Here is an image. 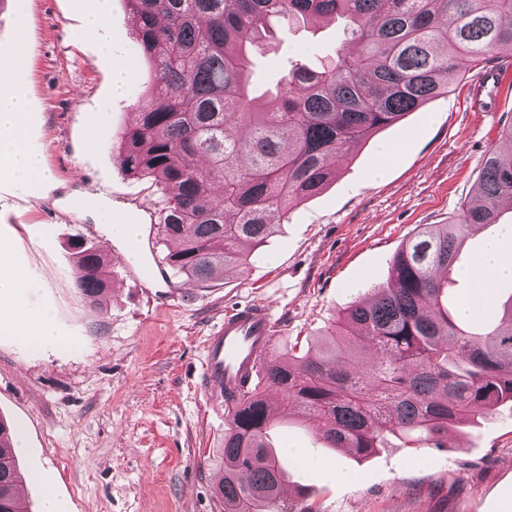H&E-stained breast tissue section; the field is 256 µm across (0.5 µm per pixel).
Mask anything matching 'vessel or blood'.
I'll use <instances>...</instances> for the list:
<instances>
[{
  "mask_svg": "<svg viewBox=\"0 0 512 512\" xmlns=\"http://www.w3.org/2000/svg\"><path fill=\"white\" fill-rule=\"evenodd\" d=\"M136 253L137 262L127 265L126 272L137 284L164 276L163 266L147 253L145 243H137ZM275 334V323L267 306L249 303L226 312L222 325L204 342L206 357L201 386L218 391L225 403H232L257 378Z\"/></svg>",
  "mask_w": 512,
  "mask_h": 512,
  "instance_id": "1",
  "label": "vessel or blood"
}]
</instances>
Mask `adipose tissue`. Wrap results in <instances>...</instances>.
I'll return each instance as SVG.
<instances>
[{
    "instance_id": "ef3b65f1",
    "label": "adipose tissue",
    "mask_w": 512,
    "mask_h": 512,
    "mask_svg": "<svg viewBox=\"0 0 512 512\" xmlns=\"http://www.w3.org/2000/svg\"><path fill=\"white\" fill-rule=\"evenodd\" d=\"M26 100L22 92L0 94V173L27 183L45 174L43 159L25 144ZM472 280L475 296L491 300L498 281L512 280V258L505 255L501 244L486 240L477 264L464 272ZM32 282L24 259L13 249L0 246V303L5 304L6 329L35 337L38 344L57 343L49 312H32L23 304L24 294Z\"/></svg>"
}]
</instances>
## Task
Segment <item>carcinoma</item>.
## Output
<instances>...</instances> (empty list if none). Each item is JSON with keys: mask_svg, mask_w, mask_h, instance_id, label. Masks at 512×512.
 I'll list each match as a JSON object with an SVG mask.
<instances>
[{"mask_svg": "<svg viewBox=\"0 0 512 512\" xmlns=\"http://www.w3.org/2000/svg\"><path fill=\"white\" fill-rule=\"evenodd\" d=\"M142 53L156 66L152 98L123 132L117 165L163 193L157 234L175 274L204 284L242 273L291 207L321 193L358 143L448 93L491 53L512 55V0H127ZM346 21L344 44L318 70L297 61L261 102L253 53L265 24ZM512 207V152L491 150L479 194L448 224H429L394 257L386 283L355 301L314 351L269 359L264 384L227 408L224 512H294L267 445L266 392L283 388L327 447L368 456L391 433L440 440L512 403V294L464 323L448 311L471 228ZM76 287L99 308L112 269L95 243H72ZM11 428L0 420V512H29Z\"/></svg>", "mask_w": 512, "mask_h": 512, "instance_id": "cac0c4a2", "label": "carcinoma"}]
</instances>
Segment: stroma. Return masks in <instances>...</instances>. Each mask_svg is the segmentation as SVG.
Segmentation results:
<instances>
[{"label": "stroma", "mask_w": 512, "mask_h": 512, "mask_svg": "<svg viewBox=\"0 0 512 512\" xmlns=\"http://www.w3.org/2000/svg\"><path fill=\"white\" fill-rule=\"evenodd\" d=\"M97 7V0H0L7 74L0 93H25L27 145L47 172L31 183L0 174V244L24 256L37 282L26 304L49 310L59 334L57 345L37 349L0 331V420L24 427L18 464L43 476L22 488L31 512H42L48 491L68 512H223L215 486L224 408L198 387L206 337L226 310L262 303L271 308L276 352L316 344L349 302L386 282L408 238L448 223L474 196L488 152L505 147L512 77L491 111L470 109L472 75L355 147L323 193L293 205L244 274L143 288L113 259L99 310L76 286L71 242L84 238L112 254L98 203L144 225L161 193L113 160L157 74L126 0H109L105 25L90 33L86 19ZM270 25L278 37L253 59L261 92L274 88L289 58L319 66L343 38L340 20ZM387 146L396 155L386 163ZM382 162L384 177L372 180ZM277 405L281 425L271 442L288 470L286 503L308 512H512L510 405L485 423L449 428L441 445L408 448L393 437L364 460L327 448L318 431L301 425L292 401Z\"/></svg>", "instance_id": "35a3bbf8"}]
</instances>
